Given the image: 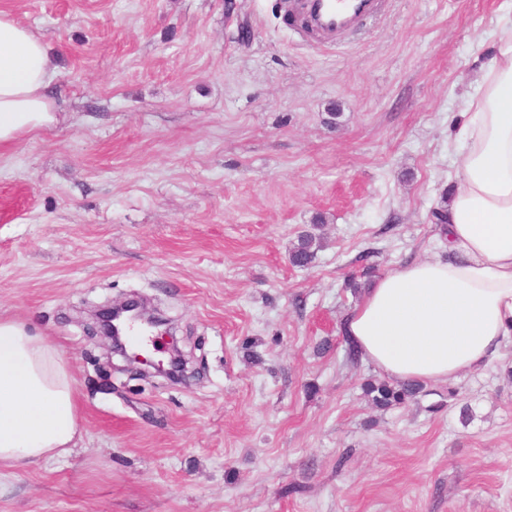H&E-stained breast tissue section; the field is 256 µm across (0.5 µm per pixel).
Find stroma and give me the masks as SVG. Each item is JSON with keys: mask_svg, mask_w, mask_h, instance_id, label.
<instances>
[{"mask_svg": "<svg viewBox=\"0 0 512 512\" xmlns=\"http://www.w3.org/2000/svg\"><path fill=\"white\" fill-rule=\"evenodd\" d=\"M281 3L0 0L57 54L63 115L0 152V315L61 346L81 425L0 471V512H512V345L380 409L341 333L348 277L443 254L431 212L512 0H386L327 52ZM130 297L186 382L109 365L92 315ZM320 247L319 238L312 234L301 235L297 244L290 251V261L293 265L309 266L315 259Z\"/></svg>", "mask_w": 512, "mask_h": 512, "instance_id": "obj_1", "label": "stroma"}]
</instances>
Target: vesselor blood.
Returning a JSON list of instances; mask_svg holds the SVG:
<instances>
[{
	"label": "vessel or blood",
	"mask_w": 512,
	"mask_h": 512,
	"mask_svg": "<svg viewBox=\"0 0 512 512\" xmlns=\"http://www.w3.org/2000/svg\"><path fill=\"white\" fill-rule=\"evenodd\" d=\"M381 0H293L298 28L332 48L347 35L360 33L379 15Z\"/></svg>",
	"instance_id": "1"
}]
</instances>
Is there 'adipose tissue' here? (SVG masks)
<instances>
[{"label":"adipose tissue","mask_w":512,"mask_h":512,"mask_svg":"<svg viewBox=\"0 0 512 512\" xmlns=\"http://www.w3.org/2000/svg\"><path fill=\"white\" fill-rule=\"evenodd\" d=\"M49 45L0 12V150L54 128ZM460 132V172L441 212L448 259L431 255L374 278L345 335L394 381L450 382L512 344V18ZM75 379L31 323L0 318V467L69 456L80 432Z\"/></svg>","instance_id":"adipose-tissue-1"}]
</instances>
